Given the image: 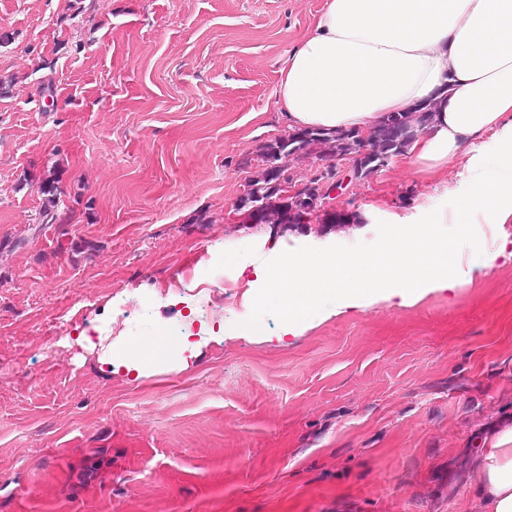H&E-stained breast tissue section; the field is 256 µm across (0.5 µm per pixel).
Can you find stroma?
Instances as JSON below:
<instances>
[{"label":"stroma","mask_w":512,"mask_h":512,"mask_svg":"<svg viewBox=\"0 0 512 512\" xmlns=\"http://www.w3.org/2000/svg\"><path fill=\"white\" fill-rule=\"evenodd\" d=\"M323 2L0 0V512H479L477 441L512 422V223L461 225L470 282L414 304L217 330L253 310L255 263L357 247L381 230L366 204L463 184L388 165L298 225L239 210ZM189 272L222 303L184 295ZM188 326L199 354L147 378L86 342Z\"/></svg>","instance_id":"obj_1"}]
</instances>
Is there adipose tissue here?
I'll return each mask as SVG.
<instances>
[{
    "label": "adipose tissue",
    "instance_id": "1",
    "mask_svg": "<svg viewBox=\"0 0 512 512\" xmlns=\"http://www.w3.org/2000/svg\"><path fill=\"white\" fill-rule=\"evenodd\" d=\"M277 95L289 127L365 132L387 116L428 106L429 125L399 160L419 177L464 159V193L425 197L404 212L365 207L383 238L350 250L322 247L258 265L256 310L224 326L262 332L260 310L280 304L284 335L316 318L462 285L466 273L446 224L512 223V0H325L280 71ZM188 337L150 336L101 364L138 376L182 369L197 354ZM474 494L482 512H512V426L483 441Z\"/></svg>",
    "mask_w": 512,
    "mask_h": 512
}]
</instances>
